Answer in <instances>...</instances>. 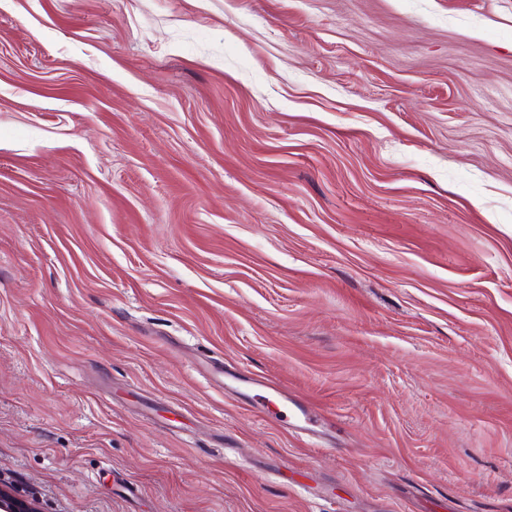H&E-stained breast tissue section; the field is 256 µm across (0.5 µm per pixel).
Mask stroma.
Here are the masks:
<instances>
[{
    "instance_id": "obj_1",
    "label": "stroma",
    "mask_w": 512,
    "mask_h": 512,
    "mask_svg": "<svg viewBox=\"0 0 512 512\" xmlns=\"http://www.w3.org/2000/svg\"><path fill=\"white\" fill-rule=\"evenodd\" d=\"M0 481L512 512V0H0Z\"/></svg>"
}]
</instances>
